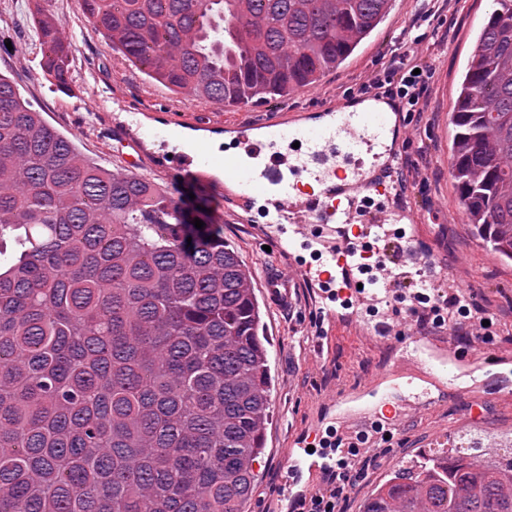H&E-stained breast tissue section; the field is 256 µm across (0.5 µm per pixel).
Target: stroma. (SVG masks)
I'll return each instance as SVG.
<instances>
[{
    "label": "stroma",
    "mask_w": 512,
    "mask_h": 512,
    "mask_svg": "<svg viewBox=\"0 0 512 512\" xmlns=\"http://www.w3.org/2000/svg\"><path fill=\"white\" fill-rule=\"evenodd\" d=\"M57 17L72 47L69 91L59 90L40 67L41 50L34 31L35 6ZM494 8L493 0H448L435 9L431 0H393L389 12L372 34L335 71L326 73L310 92L262 104L218 107L210 102L173 93L147 77L143 69L107 45L88 21L82 0H0V74L10 77L23 100L61 133L73 137L79 150L109 170H133L148 181L173 187L184 206H201L224 232V240L238 251L249 270L258 263L273 264L279 254L266 251L262 205L238 217L225 203L224 185L217 170L205 165L208 183H197L162 167L160 157L176 152L171 139L135 145L137 131L127 114L141 110L161 131L176 128L179 115L197 116L190 138L210 142L224 151V124H259L276 112H312L329 99L365 96L364 85L383 74L401 51L408 35L422 36L425 56L435 73L425 99L422 119L412 120L403 147V170L409 193L402 204L413 215L426 247L448 261V278L468 290L476 306L493 318L495 334L490 350L512 355V262H503L472 239L464 222L460 192L450 174V116L458 83L473 54L477 35ZM136 154L139 164L129 167L125 157ZM309 285L297 290L294 312L262 303L265 332L270 340L269 360L275 375L272 415L266 429L265 454L255 469L257 482L246 512H292L294 505L279 501L286 468L284 448L296 428L315 418L321 401L358 389L381 370L387 353L376 338L350 326L337 327L324 354H317L314 336L321 317L312 306ZM440 374L455 387V394L387 447L376 449L378 461L353 488L342 512H360L363 498L388 478L406 453L436 449L444 433L456 432L462 422L493 434L512 427V400L498 395L504 381H512V363L481 366L478 380L462 370L443 366Z\"/></svg>",
    "instance_id": "obj_1"
}]
</instances>
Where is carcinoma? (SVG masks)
Listing matches in <instances>:
<instances>
[{
	"instance_id": "1",
	"label": "carcinoma",
	"mask_w": 512,
	"mask_h": 512,
	"mask_svg": "<svg viewBox=\"0 0 512 512\" xmlns=\"http://www.w3.org/2000/svg\"><path fill=\"white\" fill-rule=\"evenodd\" d=\"M391 0H83L112 50L176 93L288 96ZM451 116L466 223L512 260V0H495ZM41 68L70 77L63 26ZM166 188L86 158L0 75V512H244L272 402L253 278ZM361 512H512L498 449L420 452Z\"/></svg>"
}]
</instances>
